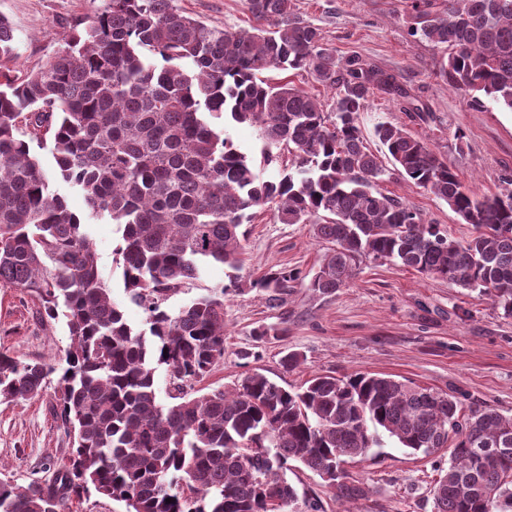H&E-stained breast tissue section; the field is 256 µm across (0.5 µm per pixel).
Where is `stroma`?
<instances>
[{
  "label": "stroma",
  "mask_w": 512,
  "mask_h": 512,
  "mask_svg": "<svg viewBox=\"0 0 512 512\" xmlns=\"http://www.w3.org/2000/svg\"><path fill=\"white\" fill-rule=\"evenodd\" d=\"M181 5L211 26L250 24L244 0H181ZM95 7L94 0H0V15L11 22L18 41L12 63L16 74L50 59ZM296 9L322 29L338 55L356 54L387 70L429 106L423 122L386 96L372 97L359 126L374 154H385L375 126L389 121L430 143L475 192L494 194L504 188L505 177L512 174V111L490 102L471 103L436 77L442 52L411 36L406 0H296ZM380 189L439 224L454 240L464 242L473 234L447 203L397 175H387ZM247 229L241 271L246 280L273 267L314 273L327 252L312 225L282 224L268 211ZM86 230L113 298L132 326L144 327L145 315L127 298L115 263L121 241L117 225L93 220ZM283 314L287 335L255 339V327L278 323ZM224 330V357L196 383L199 392L230 386L255 368L286 388L300 386L316 372H369L462 393L512 416V317H503L488 297L390 262L363 260L348 286L332 295L295 289L281 311L270 308L265 294L255 289L225 295ZM68 345L64 325L41 315L38 302L19 289L0 288V351L55 364ZM290 351L303 355L304 364L283 368L280 360ZM54 392L50 384L42 396L0 403V474L18 484L46 475L71 446L49 412ZM349 469L370 487L369 498L341 504L303 466L295 467L289 479L299 495L319 498L323 512L345 506L350 512H432L429 490L438 476L432 458L385 436L374 454Z\"/></svg>",
  "instance_id": "obj_1"
}]
</instances>
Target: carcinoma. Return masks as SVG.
Wrapping results in <instances>:
<instances>
[{"mask_svg": "<svg viewBox=\"0 0 512 512\" xmlns=\"http://www.w3.org/2000/svg\"><path fill=\"white\" fill-rule=\"evenodd\" d=\"M245 7L251 25L219 28L180 0H100L22 78L1 64L17 46L0 15V288L37 301L70 339L59 368L0 352V402L35 398L58 374L51 412L72 439L51 477L25 486L0 477V512H64L91 489L127 512H320L315 497L298 502L292 463L341 500L365 499L372 490L348 464L383 433L415 453L448 454V466L436 464L434 512H512V416L482 402L371 373H317L288 390L254 370L229 387L194 390L224 357V294L259 289L272 308L298 286L332 295L366 258L487 296L512 317V180L479 195L428 142L378 123L398 175L473 227L468 242L450 239L380 191L387 169L359 128L377 91L422 120L429 108L387 71L356 55L337 59L293 0ZM410 9L412 34L443 53L436 75L448 87L512 110V0H410ZM271 70L284 77L266 81ZM297 76L333 91L332 103ZM223 117L257 127L263 164L217 130ZM275 148L295 163L267 179ZM58 180L83 193L86 215L69 209ZM265 211L312 224L330 244L312 277L281 267L241 279L243 226ZM87 218L122 229L116 263L146 327L133 328L113 300ZM212 265L228 269L220 293L166 306ZM287 323L284 312L253 335L284 336Z\"/></svg>", "mask_w": 512, "mask_h": 512, "instance_id": "obj_1", "label": "carcinoma"}]
</instances>
